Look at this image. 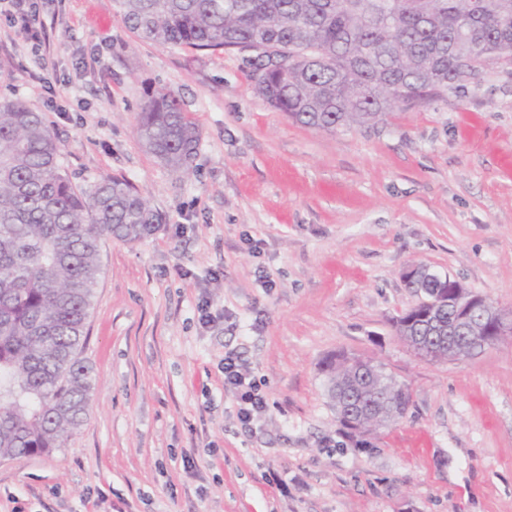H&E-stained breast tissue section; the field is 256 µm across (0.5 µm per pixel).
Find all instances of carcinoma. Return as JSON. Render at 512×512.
Masks as SVG:
<instances>
[{
    "label": "carcinoma",
    "instance_id": "cac0c4a2",
    "mask_svg": "<svg viewBox=\"0 0 512 512\" xmlns=\"http://www.w3.org/2000/svg\"><path fill=\"white\" fill-rule=\"evenodd\" d=\"M140 38L256 53L254 89L303 126L334 131L460 90L485 67L512 64V0H115ZM175 172L200 140L171 94L157 90L136 128ZM159 215L125 180L74 185L41 113L0 100V458L61 448L83 422L91 369L78 358L105 237L137 241ZM395 322L405 341L429 323ZM325 390L360 389L343 352L321 364ZM381 406L402 385L377 368Z\"/></svg>",
    "mask_w": 512,
    "mask_h": 512
}]
</instances>
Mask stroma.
Wrapping results in <instances>:
<instances>
[{"label":"stroma","instance_id":"35a3bbf8","mask_svg":"<svg viewBox=\"0 0 512 512\" xmlns=\"http://www.w3.org/2000/svg\"><path fill=\"white\" fill-rule=\"evenodd\" d=\"M34 2L0 12V96L44 113L74 184L126 179L162 220L102 240L88 415L0 458V512H512V335L436 362L393 326L417 264L512 311V74L327 132L270 108L244 52L141 39L114 0ZM161 88L200 131L185 174L136 135ZM337 350L409 389L365 447L319 372ZM228 354L266 398L249 429Z\"/></svg>","mask_w":512,"mask_h":512}]
</instances>
